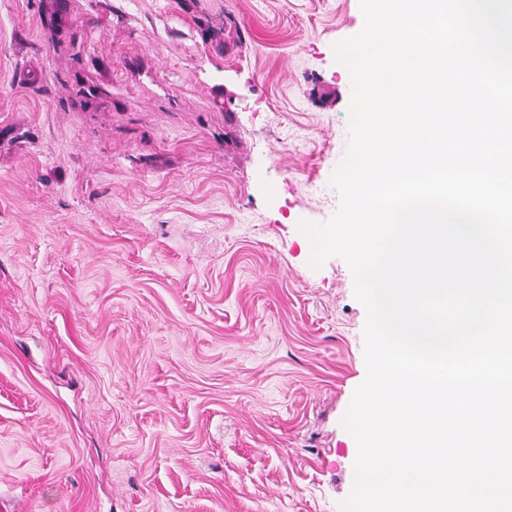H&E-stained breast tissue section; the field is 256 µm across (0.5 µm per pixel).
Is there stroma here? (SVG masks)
I'll list each match as a JSON object with an SVG mask.
<instances>
[{
	"label": "stroma",
	"mask_w": 512,
	"mask_h": 512,
	"mask_svg": "<svg viewBox=\"0 0 512 512\" xmlns=\"http://www.w3.org/2000/svg\"><path fill=\"white\" fill-rule=\"evenodd\" d=\"M360 0H0V512H340L366 377L309 264Z\"/></svg>",
	"instance_id": "stroma-1"
}]
</instances>
